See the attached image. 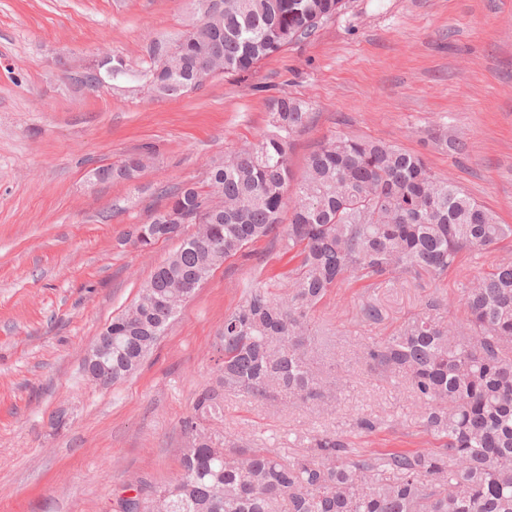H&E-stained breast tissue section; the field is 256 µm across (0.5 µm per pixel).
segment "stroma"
<instances>
[{"label": "stroma", "mask_w": 512, "mask_h": 512, "mask_svg": "<svg viewBox=\"0 0 512 512\" xmlns=\"http://www.w3.org/2000/svg\"><path fill=\"white\" fill-rule=\"evenodd\" d=\"M196 21L193 0H0V512H120L122 499L150 497L179 473L182 422L214 379L225 314L254 285L288 289L295 262L283 241L262 239L214 269L135 373L100 386L85 356L180 245L142 251L123 236L164 206L161 187L203 180L268 133L274 99H300L311 114L290 149L294 171L332 135L380 140L421 154L512 224V0H349L249 76L178 97L143 91L152 45ZM102 51L127 75L96 93L66 78L63 63ZM442 124L466 155L434 144ZM146 146L153 160L135 180L94 178ZM510 257L506 241L440 280L334 289L314 323L344 388L308 406L228 393L214 430L284 456L324 431L377 453L439 447L408 384L371 368L364 348L433 299L440 320L465 318L461 282ZM371 304L378 320L362 315ZM369 414L381 426L365 433L357 419Z\"/></svg>", "instance_id": "35a3bbf8"}]
</instances>
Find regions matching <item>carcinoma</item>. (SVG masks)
Listing matches in <instances>:
<instances>
[{
	"mask_svg": "<svg viewBox=\"0 0 512 512\" xmlns=\"http://www.w3.org/2000/svg\"><path fill=\"white\" fill-rule=\"evenodd\" d=\"M344 7L345 0H197L204 31L179 39V55L150 60L149 79L160 96L187 93L216 50L224 75H247L310 39ZM108 67L125 71L123 60L111 57L86 67V82L99 83L95 70ZM309 120L300 101L277 98L270 134L213 163L203 183L164 190L165 205L146 224L147 247L179 236L185 222L210 224L214 232L202 241L183 238L156 268L133 303L137 322L126 311L112 318V362L97 374L102 386L140 367L195 292L189 284L206 281L227 258L280 235L298 258L283 298L256 286L224 315L217 377L198 391L183 421L195 447L184 450L179 474L153 497L169 512H512V261L461 283L465 320L418 315L368 348L374 366L405 377L424 406L423 426L443 448L360 454L324 433L289 458L269 448L245 452L206 426L224 412V393L265 399L272 377L292 403L325 397L336 379L321 369L312 316L349 278L440 279L512 240V224L395 145L335 135L295 176L288 153ZM138 170L129 155L96 174L132 181Z\"/></svg>",
	"mask_w": 512,
	"mask_h": 512,
	"instance_id": "obj_1",
	"label": "carcinoma"
}]
</instances>
